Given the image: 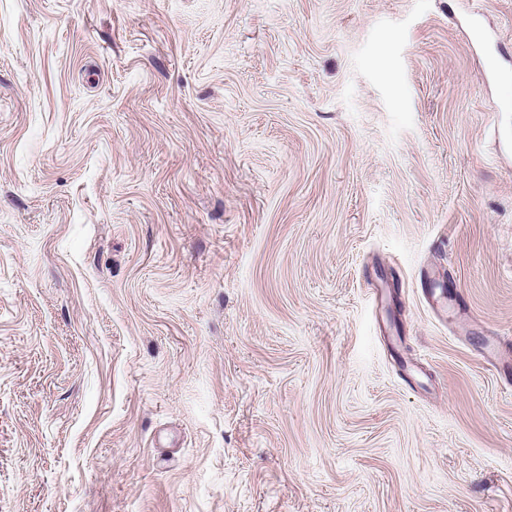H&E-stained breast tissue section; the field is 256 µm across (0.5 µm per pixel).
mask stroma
<instances>
[{
  "label": "stroma",
  "mask_w": 512,
  "mask_h": 512,
  "mask_svg": "<svg viewBox=\"0 0 512 512\" xmlns=\"http://www.w3.org/2000/svg\"><path fill=\"white\" fill-rule=\"evenodd\" d=\"M494 336L512 0H0V512H512Z\"/></svg>",
  "instance_id": "obj_1"
}]
</instances>
